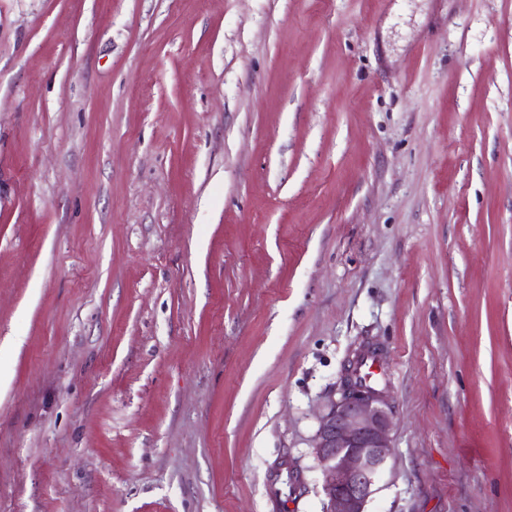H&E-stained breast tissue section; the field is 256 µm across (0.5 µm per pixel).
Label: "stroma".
Masks as SVG:
<instances>
[{
	"mask_svg": "<svg viewBox=\"0 0 512 512\" xmlns=\"http://www.w3.org/2000/svg\"><path fill=\"white\" fill-rule=\"evenodd\" d=\"M512 512V0H0V512ZM375 348L363 344L355 351L341 378L340 397L331 400L313 436L312 453L323 478V512H367L392 456V411L385 391L360 379L362 365L378 356Z\"/></svg>",
	"mask_w": 512,
	"mask_h": 512,
	"instance_id": "1",
	"label": "stroma"
}]
</instances>
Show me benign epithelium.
<instances>
[{"instance_id": "obj_1", "label": "benign epithelium", "mask_w": 512, "mask_h": 512, "mask_svg": "<svg viewBox=\"0 0 512 512\" xmlns=\"http://www.w3.org/2000/svg\"><path fill=\"white\" fill-rule=\"evenodd\" d=\"M378 352L361 345L341 378L312 440L321 471L323 512H366L374 487L392 456V411L382 389L361 381V367Z\"/></svg>"}]
</instances>
